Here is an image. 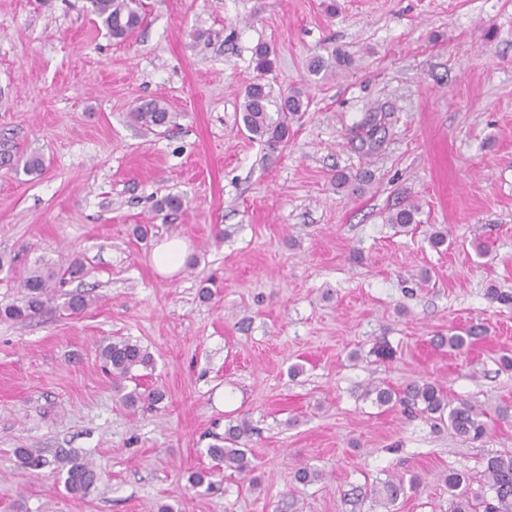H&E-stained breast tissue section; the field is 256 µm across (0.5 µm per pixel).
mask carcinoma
<instances>
[{
    "label": "carcinoma",
    "mask_w": 512,
    "mask_h": 512,
    "mask_svg": "<svg viewBox=\"0 0 512 512\" xmlns=\"http://www.w3.org/2000/svg\"><path fill=\"white\" fill-rule=\"evenodd\" d=\"M89 10L101 22L107 33L115 40L124 41L129 38L142 24L144 14L141 0H89ZM256 77L245 89L242 102V122L246 130L256 139L274 148L288 140L290 122L303 111L302 93L293 91L282 97L277 104V112L269 111L271 95L261 74L270 64V47L264 43L254 49ZM351 60L344 52L335 50L331 58L314 56L308 62V68L318 75L325 73L335 75L338 70H345ZM174 115L169 112L161 100H150L137 106L130 112L133 124L147 130H161L173 122ZM366 131L357 136L359 145L356 149L365 153L372 152L381 139L377 134L386 131V127L377 122V113L373 112L364 124ZM0 167L22 169L25 173H34L42 169V160L36 156L28 157L24 162L14 159L9 150L0 151ZM417 208L407 206L392 212L389 222L400 227H407L416 222ZM63 276L54 265L38 262L26 271L23 288L27 291L25 304H14L0 307V319L26 320L41 313L52 288L60 283ZM90 298L84 293L74 294L65 302L64 310L69 314H80L89 306ZM487 333L481 325H471L461 333L448 337L441 336L439 344L461 351L467 339H478ZM99 357L112 375L114 391L120 404L133 412L141 408L153 409L165 399V393L159 389L143 390L140 387L139 369L153 366L151 353L136 342L130 340L109 341L99 348ZM366 396L379 407L393 408L397 405L411 416H423L435 426L444 421L458 436L468 440H478L487 432L486 414L476 405L466 401L453 402L448 399L439 385L424 381L412 383L398 393L382 384H370L366 388ZM251 432L247 421L231 425L225 429L224 436L215 438V443L207 449L209 456L224 464V467L248 476L254 471L252 461L247 458L244 449L238 447L240 440ZM16 454L20 465L28 471L41 470L51 464L55 465L58 476L63 479L65 488L75 494L87 493L97 482L95 468L72 455H59L54 462H49L38 450L18 448ZM489 490L494 494V502L485 506V512H512V452L506 451L486 458L483 468ZM450 498L449 512H474L476 504L470 500L467 492V479L459 473H450L445 478ZM405 494L402 481H387L383 486L385 505H395Z\"/></svg>",
    "instance_id": "carcinoma-1"
}]
</instances>
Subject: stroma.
<instances>
[{"label":"stroma","instance_id":"stroma-1","mask_svg":"<svg viewBox=\"0 0 512 512\" xmlns=\"http://www.w3.org/2000/svg\"><path fill=\"white\" fill-rule=\"evenodd\" d=\"M87 6L0 0V147L44 163L0 168V305L23 304L38 259L83 264L40 316L0 321V512H384V481L415 475L395 512H448V472L480 488L484 458L512 450L494 415L512 406V306L487 296L512 291V0H143L122 43ZM260 43L272 98L308 103L273 149L241 119ZM337 48L351 68L309 74ZM149 99L175 115L164 133L129 120ZM371 111L388 132L365 156L352 141ZM168 195L182 208L156 212ZM406 205L403 230L388 217ZM171 237L188 252L163 275L153 250ZM75 293L93 303L69 316ZM473 324L487 334L464 351L432 342ZM124 338L154 357L141 382L159 410L114 396L98 351ZM423 380L485 410L484 438L364 396ZM236 418L254 485L207 453ZM20 448L99 479L71 495ZM303 466L319 479L297 482Z\"/></svg>","mask_w":512,"mask_h":512}]
</instances>
